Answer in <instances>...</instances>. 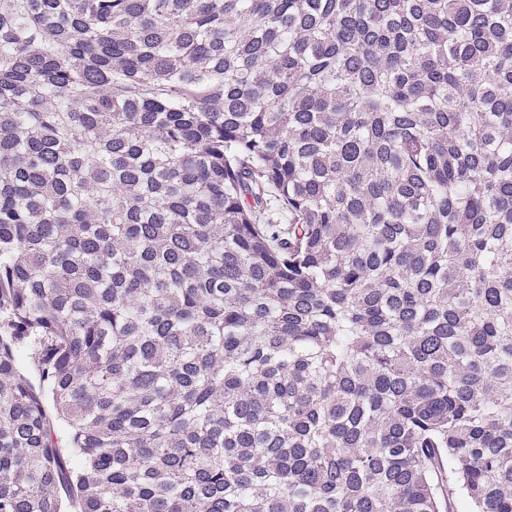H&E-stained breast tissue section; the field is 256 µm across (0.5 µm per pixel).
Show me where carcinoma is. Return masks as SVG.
Returning a JSON list of instances; mask_svg holds the SVG:
<instances>
[{"label":"carcinoma","mask_w":512,"mask_h":512,"mask_svg":"<svg viewBox=\"0 0 512 512\" xmlns=\"http://www.w3.org/2000/svg\"><path fill=\"white\" fill-rule=\"evenodd\" d=\"M457 497L512 512V0H0V512Z\"/></svg>","instance_id":"cac0c4a2"}]
</instances>
